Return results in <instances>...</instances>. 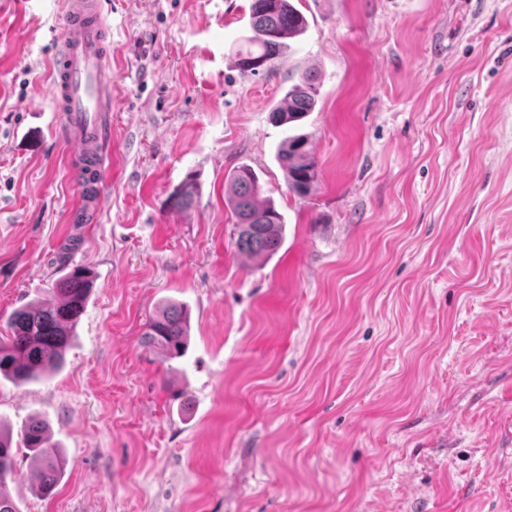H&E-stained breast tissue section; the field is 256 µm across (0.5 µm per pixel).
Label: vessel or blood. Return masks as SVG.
Listing matches in <instances>:
<instances>
[{
	"label": "vessel or blood",
	"instance_id": "b4317fda",
	"mask_svg": "<svg viewBox=\"0 0 512 512\" xmlns=\"http://www.w3.org/2000/svg\"><path fill=\"white\" fill-rule=\"evenodd\" d=\"M63 31L50 70L55 109L64 117L62 133L75 147L81 199L88 219L104 205L102 146L104 115L112 103L109 40L112 24L102 0H65Z\"/></svg>",
	"mask_w": 512,
	"mask_h": 512
}]
</instances>
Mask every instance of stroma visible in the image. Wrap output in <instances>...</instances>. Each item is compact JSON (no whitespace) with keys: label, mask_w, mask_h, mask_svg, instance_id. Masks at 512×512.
<instances>
[{"label":"stroma","mask_w":512,"mask_h":512,"mask_svg":"<svg viewBox=\"0 0 512 512\" xmlns=\"http://www.w3.org/2000/svg\"><path fill=\"white\" fill-rule=\"evenodd\" d=\"M294 4L306 32L244 77L249 0H108L105 205L75 224L64 0H0V336L93 277L63 364L0 377V424L42 417L65 460L44 498L19 450L18 512H512V0ZM306 74L301 198L271 112ZM243 165L284 221L260 260L224 202ZM166 300L169 361L143 343ZM277 160L286 176L288 191L297 197H305L318 182V164L308 147L304 134L288 136L279 145ZM188 312L178 303H167L144 333V344L158 349L167 359L182 357L188 340Z\"/></svg>","instance_id":"35a3bbf8"}]
</instances>
